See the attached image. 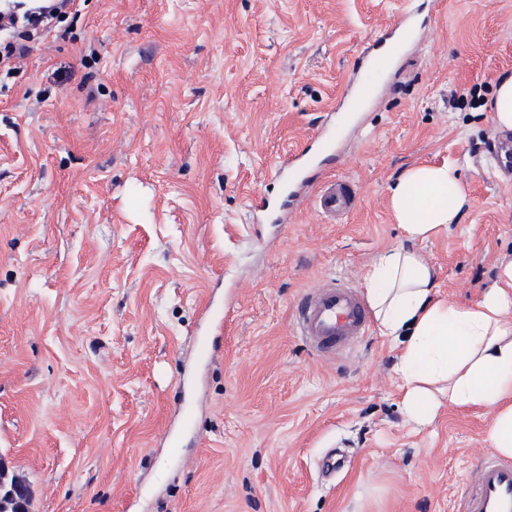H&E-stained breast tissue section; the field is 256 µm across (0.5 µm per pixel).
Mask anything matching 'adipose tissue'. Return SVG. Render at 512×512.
I'll list each match as a JSON object with an SVG mask.
<instances>
[{"instance_id": "obj_1", "label": "adipose tissue", "mask_w": 512, "mask_h": 512, "mask_svg": "<svg viewBox=\"0 0 512 512\" xmlns=\"http://www.w3.org/2000/svg\"><path fill=\"white\" fill-rule=\"evenodd\" d=\"M468 204L455 166L422 161L407 167L389 197L403 240L369 264L367 301L381 336L399 350L407 418L431 424L444 399L491 411V447L512 456V263L477 303L462 305L440 294L437 270L417 248L460 223Z\"/></svg>"}]
</instances>
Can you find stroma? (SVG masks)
<instances>
[{
  "label": "stroma",
  "mask_w": 512,
  "mask_h": 512,
  "mask_svg": "<svg viewBox=\"0 0 512 512\" xmlns=\"http://www.w3.org/2000/svg\"><path fill=\"white\" fill-rule=\"evenodd\" d=\"M399 6L85 0L0 87V463L30 512H456L490 412L444 405L413 426L377 328L324 362L292 314L399 244L390 188L423 160L454 164L471 199L419 246L440 292L477 302L512 261V176L485 108L512 72V0H434L395 49L318 174L358 185L354 211L326 223L310 194L284 224L251 208L280 197L274 161L363 80ZM453 90L478 96L452 110ZM209 299L224 333L200 363ZM332 450L345 466L323 471Z\"/></svg>",
  "instance_id": "obj_1"
}]
</instances>
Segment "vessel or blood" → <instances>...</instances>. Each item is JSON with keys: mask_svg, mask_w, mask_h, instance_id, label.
Masks as SVG:
<instances>
[{"mask_svg": "<svg viewBox=\"0 0 512 512\" xmlns=\"http://www.w3.org/2000/svg\"><path fill=\"white\" fill-rule=\"evenodd\" d=\"M315 164L314 155L302 151L289 154L276 165L275 174L289 197H297ZM359 199L357 185L333 177L323 182L314 199V209L332 223L338 216L352 212ZM293 322L298 335L321 359L334 358L369 331L362 294L350 278H332L306 290L295 306ZM462 512H512V462L483 455L463 494Z\"/></svg>", "mask_w": 512, "mask_h": 512, "instance_id": "b4317fda", "label": "vessel or blood"}]
</instances>
